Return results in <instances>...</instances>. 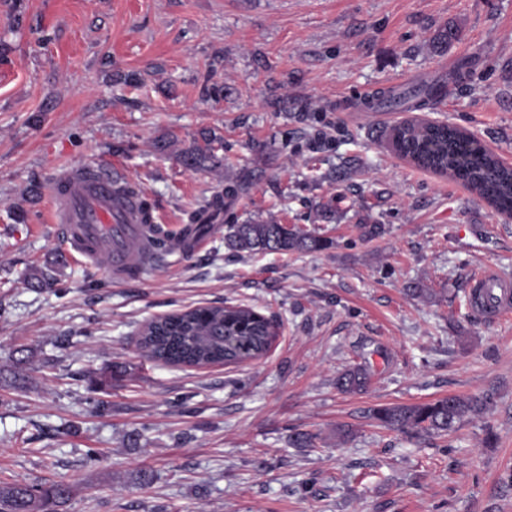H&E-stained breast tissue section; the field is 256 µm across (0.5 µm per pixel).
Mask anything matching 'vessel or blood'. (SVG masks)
I'll return each mask as SVG.
<instances>
[{
    "label": "vessel or blood",
    "mask_w": 512,
    "mask_h": 512,
    "mask_svg": "<svg viewBox=\"0 0 512 512\" xmlns=\"http://www.w3.org/2000/svg\"><path fill=\"white\" fill-rule=\"evenodd\" d=\"M118 174L111 165L84 163L63 171L53 182L51 216L72 248L99 266L108 278L124 282L145 273L147 239L138 196L114 192ZM470 291L484 301L480 313L498 318L512 311V277L493 267L476 270Z\"/></svg>",
    "instance_id": "b4317fda"
}]
</instances>
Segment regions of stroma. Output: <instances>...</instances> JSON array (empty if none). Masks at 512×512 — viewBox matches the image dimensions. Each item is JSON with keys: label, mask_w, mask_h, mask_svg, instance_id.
Wrapping results in <instances>:
<instances>
[{"label": "stroma", "mask_w": 512, "mask_h": 512, "mask_svg": "<svg viewBox=\"0 0 512 512\" xmlns=\"http://www.w3.org/2000/svg\"><path fill=\"white\" fill-rule=\"evenodd\" d=\"M451 24L460 40L433 49ZM420 74L447 93L417 115L512 165V0H0V483L65 484L59 512H512V312L466 302L475 269L512 275V215L390 148L410 114L375 120L378 98ZM211 129L222 166L185 169L178 150ZM89 161L175 232L249 174L234 215L330 245L238 255L206 224L141 279L110 280L48 221L55 176ZM362 224L385 232L361 240ZM224 303L274 320L267 354L143 356L152 318ZM365 361L367 389L339 392ZM447 395L491 409L416 444L368 416ZM297 430L316 447H291Z\"/></svg>", "instance_id": "stroma-1"}]
</instances>
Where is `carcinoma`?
<instances>
[{
    "instance_id": "1",
    "label": "carcinoma",
    "mask_w": 512,
    "mask_h": 512,
    "mask_svg": "<svg viewBox=\"0 0 512 512\" xmlns=\"http://www.w3.org/2000/svg\"><path fill=\"white\" fill-rule=\"evenodd\" d=\"M459 36L450 25L433 40L436 49L449 46ZM442 87L430 85L407 92L392 90L382 95L387 103L409 111L421 106L414 99L440 97ZM460 131L446 125L420 127L403 122L388 137L389 146L402 158L439 176L462 179L467 187L485 198L496 210L512 214V169L489 153H479L459 138ZM204 145H194L180 153L181 164L191 170L216 168L222 160L217 148L223 138L207 133ZM247 188V176L224 184L221 192L207 200L196 221L212 224L225 219V246L238 254L263 252H313L329 246V241L297 226L288 228L275 221L238 222L224 217L227 203ZM275 331L273 322L256 315L251 308L209 305L168 314L144 324L140 344L147 357L173 365L202 367L241 363L258 359L268 351ZM369 380L366 366L358 364L336 376V387L344 393L364 390ZM490 401L477 396L448 395L428 402L392 404L372 409V418L405 439L446 436L464 421L485 414ZM68 496L64 484L34 486L25 483L0 485V512H57Z\"/></svg>"
}]
</instances>
